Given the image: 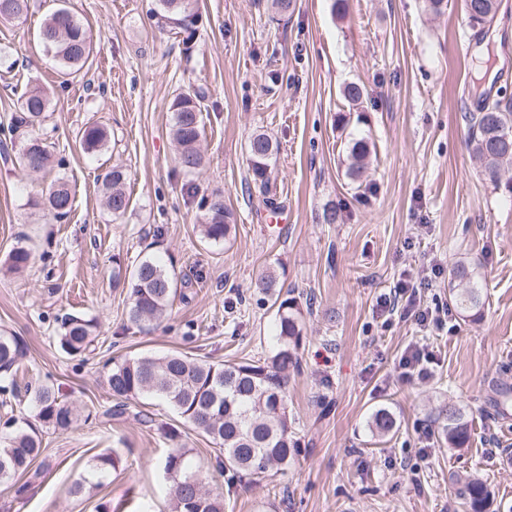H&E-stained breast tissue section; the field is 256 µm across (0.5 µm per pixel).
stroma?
<instances>
[{
    "label": "stroma",
    "instance_id": "1",
    "mask_svg": "<svg viewBox=\"0 0 512 512\" xmlns=\"http://www.w3.org/2000/svg\"><path fill=\"white\" fill-rule=\"evenodd\" d=\"M487 34L470 29L461 0L435 14L427 0H295L278 16L271 0H199L193 39L161 29L157 0H68L91 35L86 66L65 78L37 31L57 0H33L26 18L0 21V126L19 111L17 84L50 95L43 127L52 144L46 172L0 161V263L17 247L29 267L0 273V333L23 355L0 391V436L11 412L30 414L38 388L54 386L82 419L71 430L43 429V454L24 495L0 484V512H171L161 429L180 425L193 462L225 512H463L460 476L482 478L486 512H512V418L496 387L512 384V191L483 173L467 146L466 112L481 95L512 98V0H499ZM364 86L360 105L342 96ZM207 93L204 163L189 175L175 162L171 105L180 91ZM96 123L109 132L88 153L75 137ZM258 130L277 142L274 209L287 222L266 228L271 210L253 188L247 143ZM367 136L371 163L347 178V146ZM119 164L131 207L113 219L101 183ZM73 204L60 221L33 207L57 179ZM220 197L233 214L229 241L204 242L201 198ZM342 219L322 221L326 205ZM152 256L192 282L186 301L143 332L128 319L115 263ZM464 263L482 289L481 319L449 309L448 271ZM441 264L424 289L445 307V325L421 331L413 318L382 322L377 297L403 273ZM274 274L281 297L298 304L302 369L288 384V411L300 450L288 469L258 483L220 473L217 451L164 402L147 400L153 421L112 413L106 375L113 360L178 351L210 360L264 359L276 347L275 314L260 283ZM100 327L81 358L56 336L66 314ZM437 362L426 379L402 380L399 358L412 341ZM462 408L467 447L441 441L440 410ZM388 408L394 435L379 440L372 413ZM118 449L122 463L101 487L89 466ZM81 494H73L75 483Z\"/></svg>",
    "mask_w": 512,
    "mask_h": 512
}]
</instances>
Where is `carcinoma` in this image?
<instances>
[{
	"mask_svg": "<svg viewBox=\"0 0 512 512\" xmlns=\"http://www.w3.org/2000/svg\"><path fill=\"white\" fill-rule=\"evenodd\" d=\"M162 23L174 29L187 31L199 21L198 0H159ZM31 7V0H0V18L20 19ZM498 0H463L468 25L477 29L485 19H494ZM39 41L54 52L61 73L69 76L79 72L92 53L87 31L75 16L61 7L44 20L38 34ZM20 113L11 117L9 132L15 134L22 127H33L44 118L49 106L47 95L38 87H24L19 96ZM206 94L200 89H189L177 94L172 105V136L178 146L177 164L186 172L198 170L203 163L199 142L204 132L203 112ZM468 121V139L473 146L484 173L493 181L512 170V104L500 99H483L474 112L465 115ZM109 134L106 128L91 124L79 131V142L88 152L103 147ZM276 146L265 133L253 134L248 142V164L255 187L262 202L274 205L270 196V162ZM351 163L347 174L356 180L362 174L367 154L365 138L352 141L349 150ZM17 160L26 170L39 173L51 163L47 145L38 137L24 141ZM126 172L123 167H112L103 185L105 204L112 217H124L130 208V195L125 190ZM72 207L71 188L64 179L51 185L43 200V208L55 219L61 220ZM203 235L212 243H221L229 236L232 214L224 202L213 199L202 205ZM31 259L28 250L19 247L8 256L9 268L14 272L25 270ZM456 282L449 297L450 303L479 317L482 298L477 281L463 264L449 270ZM114 282L129 288V320L136 324H150L159 320L174 304L176 298H185L184 289L190 280L179 277L160 261L147 257L133 271L122 274L120 262L113 268ZM276 310L277 347L264 360L244 359L218 363L172 352L162 356L143 355L127 358L112 366L107 384L114 401L112 413L123 415L137 407L146 397L167 402L177 415L197 432L219 447L220 470H231L240 478L255 481L269 471H284L298 452L293 421L288 413V373L301 368L299 349L303 336L302 313L291 298L274 300ZM98 325L91 319L70 315L64 318L58 343L70 357L85 354L97 338ZM21 354L14 336L0 334V380L12 376V368ZM35 427L27 419L10 418L7 427L14 432L0 440V483H9L18 475L28 474L31 465L42 455V437L38 427H51L65 432L74 423L73 406L50 386L42 387L35 396ZM23 425H18V422ZM395 422L385 409L377 410L371 420V430L378 437L393 432ZM443 433L448 447L461 448L469 439L470 424L461 409L450 406L446 410ZM165 439L171 442L164 457V473L173 512H224V495L208 488L199 470L193 466L189 449L180 443L181 432L176 427L163 428ZM121 458L117 450L96 457L93 472L103 473L116 468ZM467 512H485L487 489L478 480H470L462 492Z\"/></svg>",
	"mask_w": 512,
	"mask_h": 512,
	"instance_id": "cac0c4a2",
	"label": "carcinoma"
}]
</instances>
